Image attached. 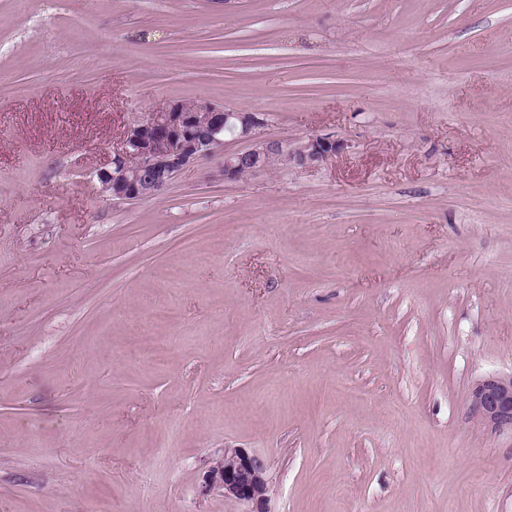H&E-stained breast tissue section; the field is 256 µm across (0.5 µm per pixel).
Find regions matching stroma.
Instances as JSON below:
<instances>
[{
  "label": "stroma",
  "instance_id": "1",
  "mask_svg": "<svg viewBox=\"0 0 512 512\" xmlns=\"http://www.w3.org/2000/svg\"><path fill=\"white\" fill-rule=\"evenodd\" d=\"M172 100L343 143L102 196ZM167 348L157 365L143 337ZM512 0H0V512H512ZM471 408L482 424L494 430H512V375H489L471 391ZM205 490H219L225 499L255 507L246 512H268L269 478L265 460L247 448H228L203 477Z\"/></svg>",
  "mask_w": 512,
  "mask_h": 512
}]
</instances>
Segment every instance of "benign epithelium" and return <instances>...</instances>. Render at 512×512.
<instances>
[{"instance_id":"1","label":"benign epithelium","mask_w":512,"mask_h":512,"mask_svg":"<svg viewBox=\"0 0 512 512\" xmlns=\"http://www.w3.org/2000/svg\"><path fill=\"white\" fill-rule=\"evenodd\" d=\"M260 112L230 110L207 101L188 106L171 101L129 124L122 146L112 157V168L100 170V189L114 200L150 198L174 176L214 152L226 140H247L244 152L224 153L222 176L233 181L280 162L317 166L336 154L342 144L331 136H316L295 145L261 140ZM471 408L482 424L494 430H512V375H489L471 391ZM204 488L219 490L224 498L265 512L269 478L265 460L246 448H226L203 477Z\"/></svg>"}]
</instances>
